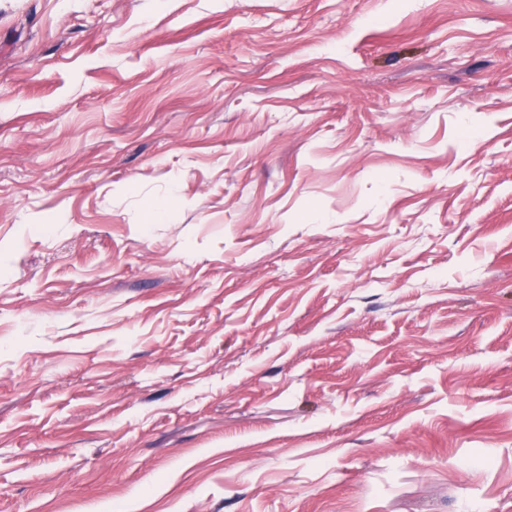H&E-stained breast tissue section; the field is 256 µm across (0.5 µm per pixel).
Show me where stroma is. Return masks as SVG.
I'll use <instances>...</instances> for the list:
<instances>
[{
	"label": "stroma",
	"mask_w": 512,
	"mask_h": 512,
	"mask_svg": "<svg viewBox=\"0 0 512 512\" xmlns=\"http://www.w3.org/2000/svg\"><path fill=\"white\" fill-rule=\"evenodd\" d=\"M512 512V0H0V512Z\"/></svg>",
	"instance_id": "stroma-1"
}]
</instances>
